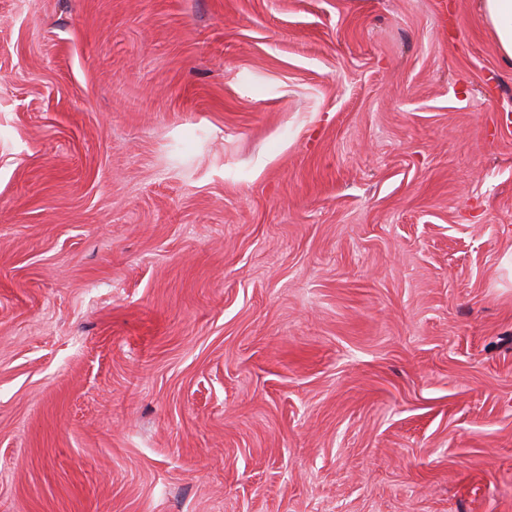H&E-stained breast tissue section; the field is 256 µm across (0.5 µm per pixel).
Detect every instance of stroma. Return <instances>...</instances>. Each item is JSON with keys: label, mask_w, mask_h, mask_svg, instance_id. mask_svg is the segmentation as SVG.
Here are the masks:
<instances>
[{"label": "stroma", "mask_w": 512, "mask_h": 512, "mask_svg": "<svg viewBox=\"0 0 512 512\" xmlns=\"http://www.w3.org/2000/svg\"><path fill=\"white\" fill-rule=\"evenodd\" d=\"M473 2L0 0V512H512Z\"/></svg>", "instance_id": "1"}]
</instances>
